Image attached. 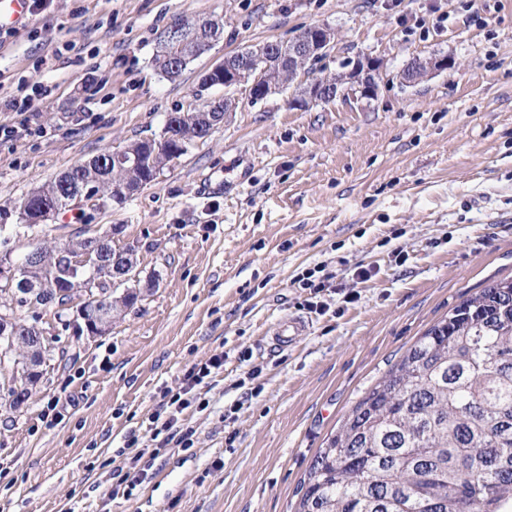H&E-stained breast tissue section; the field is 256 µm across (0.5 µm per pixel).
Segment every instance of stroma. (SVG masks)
Returning <instances> with one entry per match:
<instances>
[{"label": "stroma", "instance_id": "obj_1", "mask_svg": "<svg viewBox=\"0 0 512 512\" xmlns=\"http://www.w3.org/2000/svg\"><path fill=\"white\" fill-rule=\"evenodd\" d=\"M199 16L223 19V38L163 77L161 32ZM313 24L336 31L317 71L380 61L374 97L298 108L290 89L254 104L202 88L225 55ZM6 43L0 71L55 91L44 136L0 142V256L108 234L133 250L144 298L100 336L76 331L82 292L48 308L0 298L50 346L25 409L0 411V512H292L354 403L453 307L512 278V0H55ZM444 55L454 69L402 85L412 59ZM224 96L236 107L212 135L124 201L20 225L31 191ZM307 270L328 288H303ZM287 316L310 328L281 348ZM215 355L178 417L193 447L161 444L164 391ZM132 434L148 477L116 496Z\"/></svg>", "mask_w": 512, "mask_h": 512}]
</instances>
